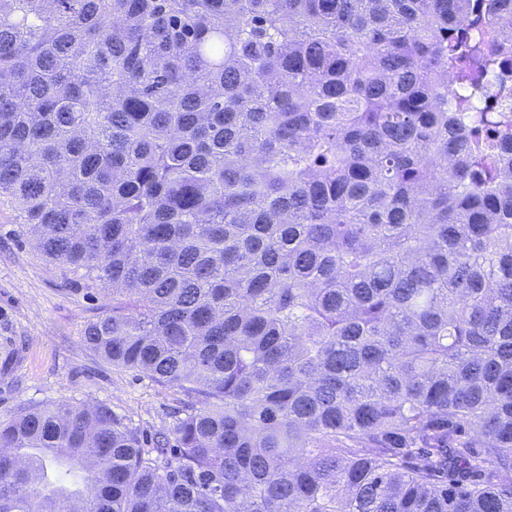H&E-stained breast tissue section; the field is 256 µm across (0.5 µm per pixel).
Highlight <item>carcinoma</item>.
Returning a JSON list of instances; mask_svg holds the SVG:
<instances>
[{
	"mask_svg": "<svg viewBox=\"0 0 512 512\" xmlns=\"http://www.w3.org/2000/svg\"><path fill=\"white\" fill-rule=\"evenodd\" d=\"M512 0H0V203L188 398L0 422V512H512Z\"/></svg>",
	"mask_w": 512,
	"mask_h": 512,
	"instance_id": "1",
	"label": "carcinoma"
}]
</instances>
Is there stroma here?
<instances>
[{
  "mask_svg": "<svg viewBox=\"0 0 512 512\" xmlns=\"http://www.w3.org/2000/svg\"><path fill=\"white\" fill-rule=\"evenodd\" d=\"M83 285L80 273L43 258L23 236L15 211L0 205V422L33 404L103 403L152 436L184 395L84 345L86 323L107 300L87 297Z\"/></svg>",
  "mask_w": 512,
  "mask_h": 512,
  "instance_id": "35a3bbf8",
  "label": "stroma"
}]
</instances>
